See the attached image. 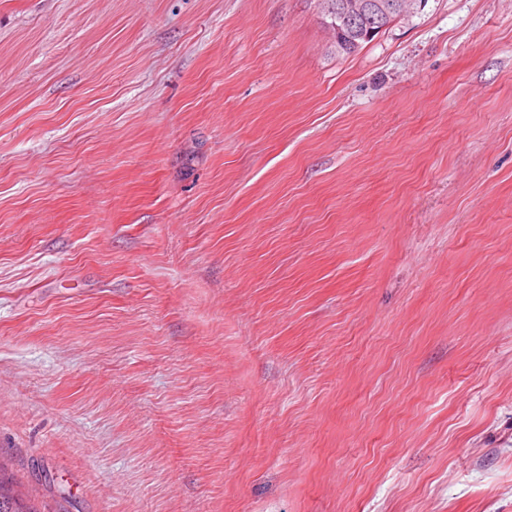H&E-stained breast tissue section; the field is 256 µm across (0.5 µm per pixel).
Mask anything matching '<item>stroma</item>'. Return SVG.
<instances>
[{"instance_id": "obj_1", "label": "stroma", "mask_w": 512, "mask_h": 512, "mask_svg": "<svg viewBox=\"0 0 512 512\" xmlns=\"http://www.w3.org/2000/svg\"><path fill=\"white\" fill-rule=\"evenodd\" d=\"M0 465L39 512H512V0L352 55L316 0H0Z\"/></svg>"}]
</instances>
